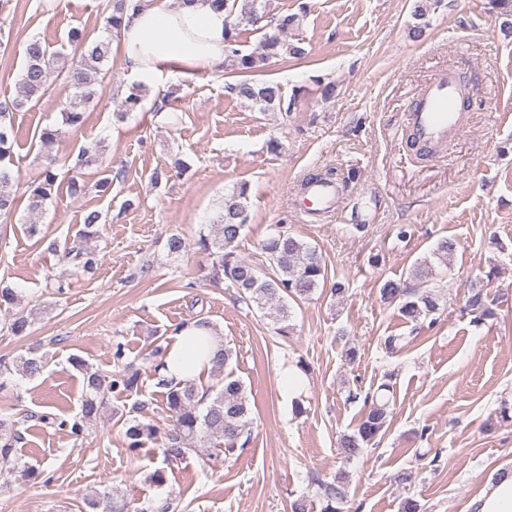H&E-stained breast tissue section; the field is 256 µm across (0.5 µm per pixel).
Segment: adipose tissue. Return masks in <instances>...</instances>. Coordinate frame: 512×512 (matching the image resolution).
<instances>
[{
	"label": "adipose tissue",
	"mask_w": 512,
	"mask_h": 512,
	"mask_svg": "<svg viewBox=\"0 0 512 512\" xmlns=\"http://www.w3.org/2000/svg\"><path fill=\"white\" fill-rule=\"evenodd\" d=\"M229 22L225 10L210 0H139L127 12L121 32L112 43L125 67L139 81L150 83L172 71L183 75L211 72L223 67ZM195 329L172 335L162 374L173 381L200 379L211 367V350L223 338L208 336L210 350H196ZM472 512H512V468L500 469L471 502Z\"/></svg>",
	"instance_id": "1"
}]
</instances>
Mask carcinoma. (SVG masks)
Returning a JSON list of instances; mask_svg holds the SVG:
<instances>
[{
  "label": "carcinoma",
  "mask_w": 512,
  "mask_h": 512,
  "mask_svg": "<svg viewBox=\"0 0 512 512\" xmlns=\"http://www.w3.org/2000/svg\"><path fill=\"white\" fill-rule=\"evenodd\" d=\"M217 7L228 10L232 19L225 28L224 38L231 44L227 64L238 73V79L227 85V89L237 98L249 102L260 112L282 110L293 106L295 101L284 103L282 86L271 80H257L273 59H303L308 55L305 41L296 37L288 39V34L300 29L306 5L299 6L294 13H272L267 10V0H211ZM441 0H413V16L420 25L413 30V37L422 35L428 26L430 11L440 6ZM128 0H109L105 9L106 35L93 38L85 31L74 28L68 34V44L77 57L74 64L68 63V55L50 52L38 39L25 44L24 62L19 85L22 98L11 104H0V215L12 213L18 205L16 187L19 173L13 169V148L16 131L13 111L20 110L29 102L39 100L47 91L51 74L65 76L74 93L71 101L62 112L64 125L79 129L86 121L83 104L92 95L94 76L112 50V38L118 36ZM276 33L263 34L259 50L245 53L238 48L241 27L252 26L259 19ZM145 97V86L136 84L129 90L122 102V111L115 118L122 121L132 112L138 111ZM105 148L101 142L83 146L77 154L74 167L82 168L103 163ZM59 172L56 156L46 155V163L34 181L27 184V209L39 212L58 190ZM249 182L241 180L226 193L216 220L207 225V230L199 232L195 241L197 249L211 260L210 281L223 283L232 290L237 301L256 305L260 309L277 308L276 320L288 321L283 301L286 298L305 299L315 290L326 287V273L322 254L318 249L292 235L288 228L279 226L262 241L261 248L266 253L270 269L261 270L244 261L237 254L239 239L247 226ZM105 216L98 210H89L84 215L81 237L85 240L99 237L100 225ZM457 242L453 238L440 239L426 257L411 271L418 281L415 288L392 279L383 281L378 289L382 303L393 306L406 322L416 326L433 325L437 315L443 313L445 294L442 289L431 284L430 275L434 265L448 266L456 252ZM60 261L69 265L77 273L92 276L100 261L96 251L87 247L71 246L60 251ZM19 297L16 290L8 285L0 287V308L13 310L7 330L14 336H24L31 327V321L24 311L18 309ZM466 308L476 312V322L480 323L495 317V311L488 302L483 289H471L466 299ZM193 327L210 334L216 325L209 318L197 315L189 322L175 326L178 332ZM112 358L117 370L111 375H102L78 357L71 358V365L82 372L85 386L80 414L71 419L40 416V420L56 423L75 437L84 435L96 421L100 410L112 393H139V373L125 362V347L116 343ZM43 360L36 356H20L7 364L0 358V377L14 371L28 378L39 376L43 371ZM158 385L166 389V408L171 418V426L164 434L162 454L166 465H174L187 458L196 443L216 441L219 451L226 456L235 454L247 444L251 424V408L244 383L233 373L224 374V379L201 391L194 381L174 383L160 378ZM393 384L383 381L374 392L362 393L352 389L347 400L363 402L365 412L353 431L341 437L339 454L350 460L377 444L387 425L390 394ZM144 403H135L123 421L126 446L130 453L137 454L147 443L156 439L159 430L141 420L138 414ZM23 440L20 421L0 413V466L7 467L17 461L15 449ZM320 512H344L348 499L349 482L344 473L336 474L332 481L319 484ZM89 512H128L127 504L113 497L112 490L104 491L86 501ZM175 499L166 497L151 501L133 512H176Z\"/></svg>",
  "instance_id": "carcinoma-1"
}]
</instances>
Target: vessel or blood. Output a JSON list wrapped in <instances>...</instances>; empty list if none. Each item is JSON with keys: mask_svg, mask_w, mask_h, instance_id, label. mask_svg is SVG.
I'll list each match as a JSON object with an SVG mask.
<instances>
[{"mask_svg": "<svg viewBox=\"0 0 512 512\" xmlns=\"http://www.w3.org/2000/svg\"><path fill=\"white\" fill-rule=\"evenodd\" d=\"M464 89L456 69L438 70L415 94L407 123L419 146L440 152L463 130L460 102ZM339 188L333 183L311 182L301 188L299 206L308 216L337 209Z\"/></svg>", "mask_w": 512, "mask_h": 512, "instance_id": "1", "label": "vessel or blood"}]
</instances>
